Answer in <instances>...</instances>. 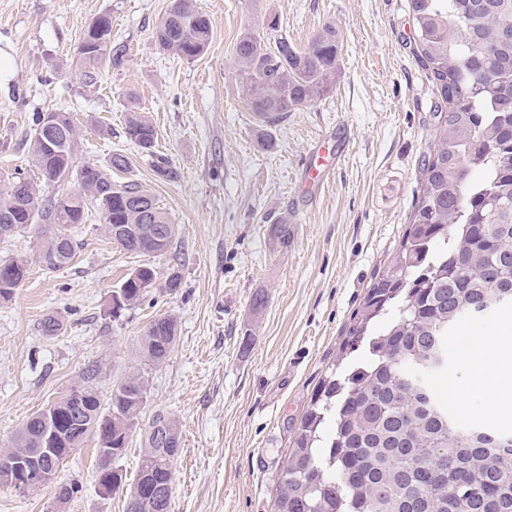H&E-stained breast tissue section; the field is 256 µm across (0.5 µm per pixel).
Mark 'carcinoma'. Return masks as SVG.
I'll return each instance as SVG.
<instances>
[{"mask_svg":"<svg viewBox=\"0 0 512 512\" xmlns=\"http://www.w3.org/2000/svg\"><path fill=\"white\" fill-rule=\"evenodd\" d=\"M417 26L416 51L437 82L445 116L421 170L412 223L393 262L367 292L360 317L331 371L302 416L280 482L275 512H512V432L481 424L461 425L433 387L448 370V338L471 309L512 308V0H410ZM265 29H249L235 45L244 103L260 128L275 127L288 113L318 99L336 72V29L328 26L304 51ZM212 22L193 0H172L155 30L156 42L186 60L208 48ZM68 133L58 153L41 140L42 115L33 117V162L43 181L61 184L76 175L80 189L42 197L39 185L18 178L0 192V241L21 220L18 200L37 203L44 225L41 255L46 269L69 266L78 249L69 228L84 223L96 205L106 237L130 252L151 254L156 242L117 230L143 223L136 208L152 210L150 224L170 250L177 225L136 183H117L112 173L129 162L114 153L105 167L73 170L77 131L59 113ZM125 133L146 152L157 140L150 120L128 115ZM476 168L473 181L462 175ZM68 236L60 245L58 235ZM157 275L142 265L120 285L124 308L143 301L141 283ZM177 321L153 319L139 340V354L163 362L177 340ZM100 366L86 365L58 418L42 409L27 419L0 458L32 454L50 444L61 466L88 438L97 454L123 457L130 432L147 401V384L133 372L113 385L108 402L97 386ZM180 438L177 420L158 412L145 431L144 450L126 512H171L172 462L179 447L162 448L153 429Z\"/></svg>","mask_w":512,"mask_h":512,"instance_id":"carcinoma-1","label":"carcinoma"}]
</instances>
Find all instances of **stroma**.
<instances>
[{"mask_svg": "<svg viewBox=\"0 0 512 512\" xmlns=\"http://www.w3.org/2000/svg\"><path fill=\"white\" fill-rule=\"evenodd\" d=\"M170 0H0V54L12 72L0 78V190L13 177L38 180L29 136L34 114L67 112L79 132L78 164H107L124 154L116 180L140 183L177 224L169 254L134 253L102 235L90 209L73 228L80 247L62 270L39 258L40 224L19 226L0 243V262L27 260L29 273L0 298V445L24 421L73 387L85 365L101 366L109 396L137 371L148 400L118 466L120 491L100 497L94 442L73 453L61 479L79 485L60 504L46 486L21 496L0 487V512H125L155 413L175 416L181 447L172 463V512H274L294 431L334 362L377 274L393 260L419 196L431 151L439 93L415 54L409 0H194L213 24L207 52L193 61L163 50L155 28ZM112 18L111 48L123 63L83 74L77 47L100 14ZM276 21L298 50L325 27L336 29L332 84L314 103L260 130L243 102L235 44L246 29ZM156 128L154 153L125 134L130 111ZM347 124L344 160L311 208L299 210L287 245L269 235L301 191L309 145ZM164 157L177 180L154 171ZM182 264L178 293L153 289L112 317V293L142 264L165 274ZM266 296L262 309L255 294ZM178 323L175 346L159 364L140 360L138 341L158 315ZM63 317L60 335L42 322ZM512 325V310L462 322L450 342L440 395L464 387L465 337ZM250 347H243V339Z\"/></svg>", "mask_w": 512, "mask_h": 512, "instance_id": "35a3bbf8", "label": "stroma"}]
</instances>
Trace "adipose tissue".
I'll return each instance as SVG.
<instances>
[{
  "label": "adipose tissue",
  "mask_w": 512,
  "mask_h": 512,
  "mask_svg": "<svg viewBox=\"0 0 512 512\" xmlns=\"http://www.w3.org/2000/svg\"><path fill=\"white\" fill-rule=\"evenodd\" d=\"M499 336L466 339L462 359L470 368L469 386L449 391L448 396L468 414L497 413L505 395L512 394V362L503 355Z\"/></svg>",
  "instance_id": "adipose-tissue-1"
}]
</instances>
